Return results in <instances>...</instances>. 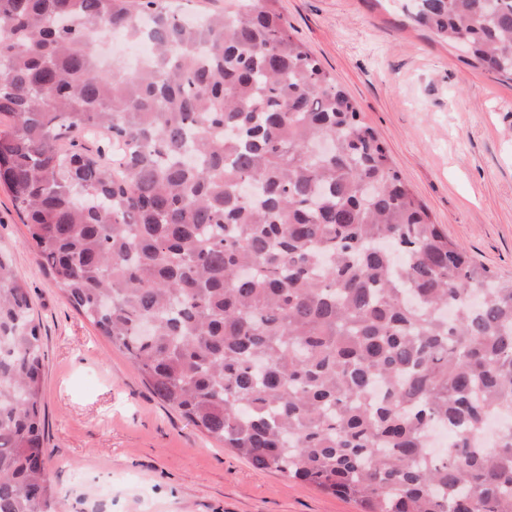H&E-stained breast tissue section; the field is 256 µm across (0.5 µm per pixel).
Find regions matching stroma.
I'll return each mask as SVG.
<instances>
[{
	"label": "stroma",
	"instance_id": "stroma-1",
	"mask_svg": "<svg viewBox=\"0 0 512 512\" xmlns=\"http://www.w3.org/2000/svg\"><path fill=\"white\" fill-rule=\"evenodd\" d=\"M402 0H277L288 29L355 100L449 238L512 279V81L413 27ZM0 188V248L44 345L50 478L61 512H359L259 470L162 404L25 244Z\"/></svg>",
	"mask_w": 512,
	"mask_h": 512
}]
</instances>
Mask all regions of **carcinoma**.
<instances>
[{"mask_svg": "<svg viewBox=\"0 0 512 512\" xmlns=\"http://www.w3.org/2000/svg\"><path fill=\"white\" fill-rule=\"evenodd\" d=\"M406 11L512 80V0ZM122 31L149 67H104ZM2 119L26 244L161 402L362 512H512V424L480 442L512 420V282L434 224L274 0H0ZM43 361L0 251V512H56Z\"/></svg>", "mask_w": 512, "mask_h": 512, "instance_id": "obj_1", "label": "carcinoma"}]
</instances>
